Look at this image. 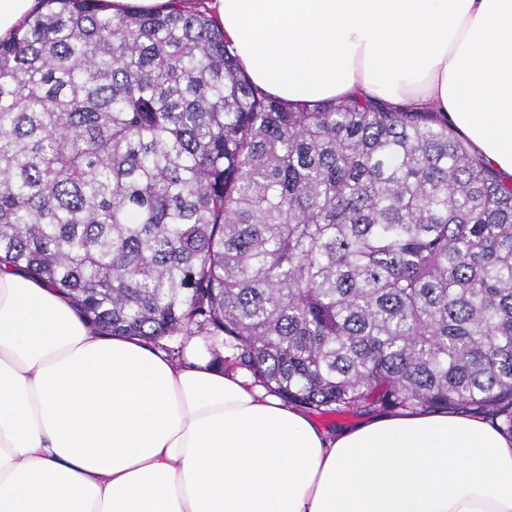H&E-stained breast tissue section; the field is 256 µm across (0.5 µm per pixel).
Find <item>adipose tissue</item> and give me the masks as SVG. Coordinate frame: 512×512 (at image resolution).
<instances>
[{"mask_svg":"<svg viewBox=\"0 0 512 512\" xmlns=\"http://www.w3.org/2000/svg\"><path fill=\"white\" fill-rule=\"evenodd\" d=\"M291 103L440 112L512 181V0H211ZM0 512H512V436L462 410L335 431L237 369L101 332L0 270Z\"/></svg>","mask_w":512,"mask_h":512,"instance_id":"adipose-tissue-1","label":"adipose tissue"}]
</instances>
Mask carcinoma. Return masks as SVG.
I'll use <instances>...</instances> for the list:
<instances>
[{
	"label": "carcinoma",
	"instance_id": "obj_1",
	"mask_svg": "<svg viewBox=\"0 0 512 512\" xmlns=\"http://www.w3.org/2000/svg\"><path fill=\"white\" fill-rule=\"evenodd\" d=\"M46 4L0 41L1 265L290 405L512 436V184L441 113L285 104L201 2Z\"/></svg>",
	"mask_w": 512,
	"mask_h": 512
}]
</instances>
